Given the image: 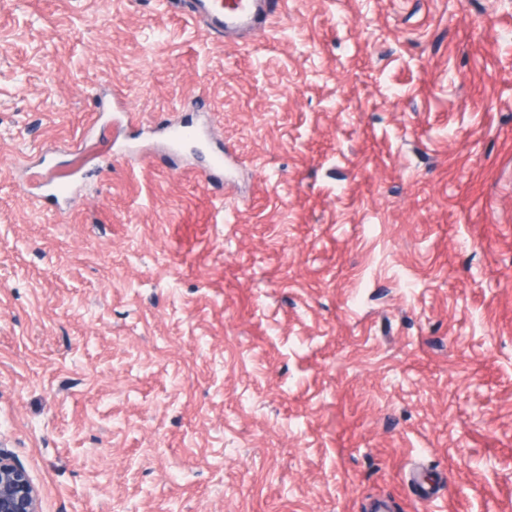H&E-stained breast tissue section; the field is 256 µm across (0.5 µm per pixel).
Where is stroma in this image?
I'll use <instances>...</instances> for the list:
<instances>
[{
	"instance_id": "1",
	"label": "stroma",
	"mask_w": 512,
	"mask_h": 512,
	"mask_svg": "<svg viewBox=\"0 0 512 512\" xmlns=\"http://www.w3.org/2000/svg\"><path fill=\"white\" fill-rule=\"evenodd\" d=\"M189 2L0 0V444L41 512H512V0L246 38ZM160 132L174 149L190 148L203 152L206 148L203 128L193 121H169L162 125ZM38 182L41 188L52 196L60 211H65L72 195L77 189L74 181L59 182L57 177L47 172L38 173Z\"/></svg>"
}]
</instances>
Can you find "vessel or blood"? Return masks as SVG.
<instances>
[{
    "instance_id": "obj_1",
    "label": "vessel or blood",
    "mask_w": 512,
    "mask_h": 512,
    "mask_svg": "<svg viewBox=\"0 0 512 512\" xmlns=\"http://www.w3.org/2000/svg\"><path fill=\"white\" fill-rule=\"evenodd\" d=\"M284 3L285 0H196L192 16L224 32L248 35L265 26ZM160 132L172 148L200 152L206 148L203 128L197 123L185 120L168 122L162 125ZM38 182L62 210L66 209L77 189L75 182H59L56 176L46 172L39 174Z\"/></svg>"
}]
</instances>
